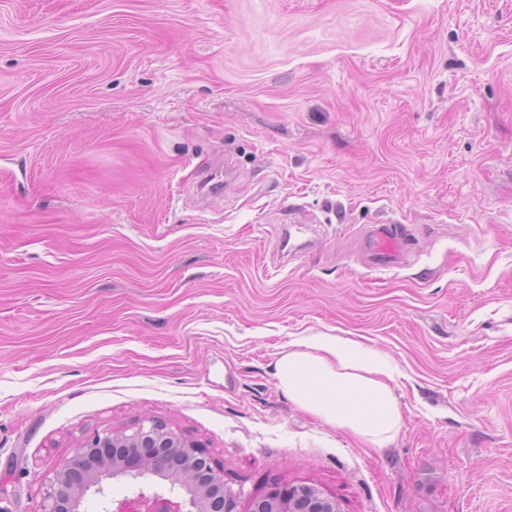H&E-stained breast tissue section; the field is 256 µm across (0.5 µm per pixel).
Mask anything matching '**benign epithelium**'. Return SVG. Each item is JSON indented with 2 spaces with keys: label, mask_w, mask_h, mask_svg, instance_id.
I'll list each match as a JSON object with an SVG mask.
<instances>
[{
  "label": "benign epithelium",
  "mask_w": 512,
  "mask_h": 512,
  "mask_svg": "<svg viewBox=\"0 0 512 512\" xmlns=\"http://www.w3.org/2000/svg\"><path fill=\"white\" fill-rule=\"evenodd\" d=\"M167 451L188 456L186 498L174 501L141 492L134 500L135 512H228L224 474L202 449L151 419L128 432H97L86 438L72 459L54 470L43 492L41 512H78L88 492L105 495L103 480L129 473L152 475ZM264 498L272 503L273 512H339L334 498L308 485L274 486Z\"/></svg>",
  "instance_id": "obj_1"
}]
</instances>
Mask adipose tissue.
Segmentation results:
<instances>
[{
    "mask_svg": "<svg viewBox=\"0 0 512 512\" xmlns=\"http://www.w3.org/2000/svg\"><path fill=\"white\" fill-rule=\"evenodd\" d=\"M396 367L362 342L335 335L308 337L275 363L280 388L299 407L326 423L382 447L401 416L390 386Z\"/></svg>",
    "mask_w": 512,
    "mask_h": 512,
    "instance_id": "ef3b65f1",
    "label": "adipose tissue"
}]
</instances>
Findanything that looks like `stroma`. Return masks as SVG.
<instances>
[{
    "label": "stroma",
    "mask_w": 512,
    "mask_h": 512,
    "mask_svg": "<svg viewBox=\"0 0 512 512\" xmlns=\"http://www.w3.org/2000/svg\"><path fill=\"white\" fill-rule=\"evenodd\" d=\"M319 334L396 364L385 447L280 389ZM146 418L234 512H512V0H0V512ZM404 237L398 226L383 224L371 233L369 250L374 267L398 266L402 256ZM273 512H339L336 500L308 485L274 486L264 495Z\"/></svg>",
    "instance_id": "35a3bbf8"
}]
</instances>
